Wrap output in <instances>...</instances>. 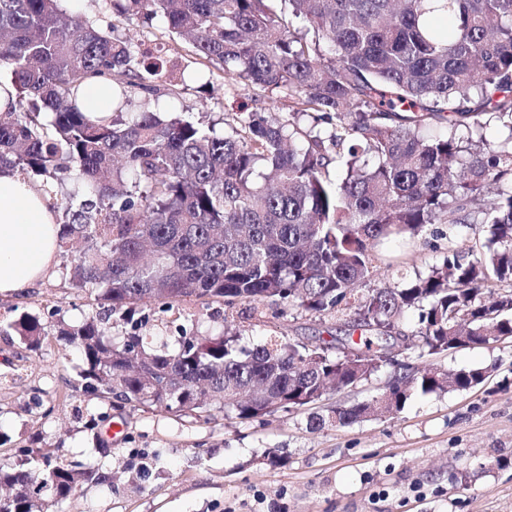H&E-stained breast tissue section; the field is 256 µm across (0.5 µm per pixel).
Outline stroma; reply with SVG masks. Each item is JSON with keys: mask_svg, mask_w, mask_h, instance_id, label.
Returning a JSON list of instances; mask_svg holds the SVG:
<instances>
[{"mask_svg": "<svg viewBox=\"0 0 512 512\" xmlns=\"http://www.w3.org/2000/svg\"><path fill=\"white\" fill-rule=\"evenodd\" d=\"M135 50L148 49L163 67L179 62L204 71L206 90L185 85L172 109L196 120L222 121L228 112H260L264 103L203 62L162 23L122 26ZM446 255L433 226L373 254L382 274L374 287L423 276ZM57 272L26 294L0 296V322L28 312L48 334L38 351L19 337L0 336V457L34 447L60 460H80L111 473L112 482L66 500L61 512H512V338L434 355L445 369L480 368L487 378L467 391L412 393L400 411L348 425L318 427L328 414L372 400L393 372L384 366L354 389L327 392L316 410L242 421L221 413L209 422L124 404L109 405L78 390L82 358L60 340V324L89 311L86 294ZM148 335L173 342L178 329L213 335L232 327L253 346L274 336L308 343L345 337V317L299 309L276 316L271 302L253 317L191 300L149 313ZM121 431L109 456L96 452L88 429L100 414ZM287 460L270 467L268 452Z\"/></svg>", "mask_w": 512, "mask_h": 512, "instance_id": "stroma-1", "label": "stroma"}]
</instances>
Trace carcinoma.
Wrapping results in <instances>:
<instances>
[{
  "label": "carcinoma",
  "mask_w": 512,
  "mask_h": 512,
  "mask_svg": "<svg viewBox=\"0 0 512 512\" xmlns=\"http://www.w3.org/2000/svg\"><path fill=\"white\" fill-rule=\"evenodd\" d=\"M62 2L0 0V65L15 89L0 112V169L55 190L59 174L78 171L59 247L92 313L59 336L81 353L82 393L197 422L216 412L254 421L371 378L377 366L361 356L383 357L378 329L409 311L422 357L512 336V289L486 287L512 283V0H106L117 19L107 27L67 18ZM156 19L254 100L288 96V118L232 112L219 133L157 111L185 71L164 73L118 25ZM96 76L117 84L119 101L93 121L77 93ZM492 124L509 131L498 146ZM333 166L344 178H330ZM446 223L487 224L489 236L466 250L450 232L427 276L356 295L380 275L376 247ZM193 298L226 310L269 300L283 315L360 311L348 332L361 343L334 338L356 353L332 358L326 345L277 338L246 348L236 331L183 335L172 350L136 332L112 337L114 316ZM0 334L36 351L46 331L22 313ZM485 377L409 368L392 409L413 390H468ZM377 416L356 404L313 421ZM16 453L0 461V512H34L47 498L56 508L111 479L38 448Z\"/></svg>",
  "instance_id": "obj_1"
}]
</instances>
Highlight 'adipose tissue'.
Here are the masks:
<instances>
[{
  "instance_id": "adipose-tissue-1",
  "label": "adipose tissue",
  "mask_w": 512,
  "mask_h": 512,
  "mask_svg": "<svg viewBox=\"0 0 512 512\" xmlns=\"http://www.w3.org/2000/svg\"><path fill=\"white\" fill-rule=\"evenodd\" d=\"M59 233L45 198L18 174L0 171V295L23 292L51 272Z\"/></svg>"
}]
</instances>
